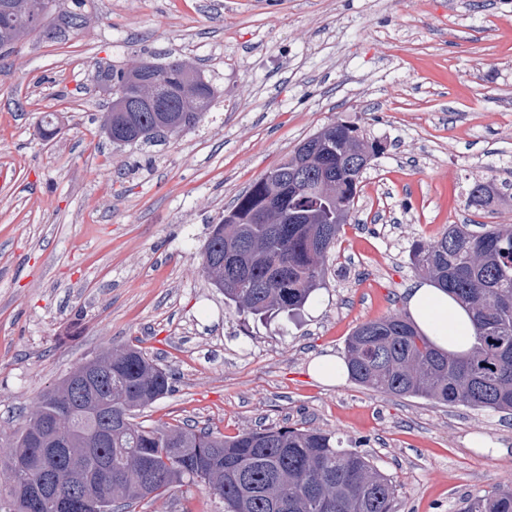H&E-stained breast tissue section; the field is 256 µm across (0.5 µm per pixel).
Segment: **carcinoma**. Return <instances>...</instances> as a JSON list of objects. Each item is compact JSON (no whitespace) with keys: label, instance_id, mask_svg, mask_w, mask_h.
<instances>
[{"label":"carcinoma","instance_id":"obj_1","mask_svg":"<svg viewBox=\"0 0 512 512\" xmlns=\"http://www.w3.org/2000/svg\"><path fill=\"white\" fill-rule=\"evenodd\" d=\"M47 12L38 26L52 37L85 23L86 0H66L48 22L55 0H0V50H10L32 28L31 15ZM173 58L153 73L151 87L166 90L182 131L195 128L211 107L213 86L200 72ZM93 78L107 81L135 104L145 89L144 76L128 65H97ZM161 113L125 112L112 104L106 122L112 134L154 126ZM306 153L294 150L279 165L240 194L233 208L214 225L205 246L202 269L226 303L242 313L288 316L301 310L325 282V262L335 249L342 225L353 220L362 174L345 150L366 147L357 127L339 123L326 141L313 134ZM329 165V213L340 224H293L291 218L314 204L316 163ZM278 179L279 224H257L267 208L266 180ZM467 207L492 212L512 204V182L477 180L467 192ZM236 256L231 276L218 257ZM411 264L448 290L472 312L475 345L465 356L434 347L406 314L394 312L357 326L345 343L348 375L356 383L396 396H416L479 410L512 411V225L450 224L429 242L416 244ZM112 373L94 391L82 392L67 380L47 391L38 409L16 437L8 469L27 467L33 483L77 484L67 512H88L84 497L106 502L108 512H136L160 498L195 487L220 499L223 512H395L396 486L371 462V456L344 448L330 432L268 426L226 437L187 423L148 425L144 409L171 391V376L147 352L133 345L107 351ZM126 423L101 440L107 415ZM0 512H53L35 506L15 475L0 491ZM464 512H512V486L470 498Z\"/></svg>","mask_w":512,"mask_h":512}]
</instances>
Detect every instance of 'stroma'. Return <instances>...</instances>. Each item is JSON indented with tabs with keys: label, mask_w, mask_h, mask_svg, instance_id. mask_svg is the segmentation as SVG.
Here are the masks:
<instances>
[{
	"label": "stroma",
	"mask_w": 512,
	"mask_h": 512,
	"mask_svg": "<svg viewBox=\"0 0 512 512\" xmlns=\"http://www.w3.org/2000/svg\"><path fill=\"white\" fill-rule=\"evenodd\" d=\"M172 57L213 85L210 112L150 145L113 144L93 63ZM336 122L382 150L324 286L290 320L225 306L201 266L213 225ZM489 179L512 181V0H87L81 29L28 35L0 59V485L44 392L127 344L173 374L147 423L335 433L394 481L397 512H462L512 483V414L309 373L361 323L404 311L414 244L451 224L512 225V207L466 208Z\"/></svg>",
	"instance_id": "35a3bbf8"
}]
</instances>
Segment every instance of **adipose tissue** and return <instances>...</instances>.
I'll list each match as a JSON object with an SVG mask.
<instances>
[{
	"mask_svg": "<svg viewBox=\"0 0 512 512\" xmlns=\"http://www.w3.org/2000/svg\"><path fill=\"white\" fill-rule=\"evenodd\" d=\"M406 309L421 333L442 350L460 355L472 348L475 328L471 314L430 281L413 283Z\"/></svg>",
	"mask_w": 512,
	"mask_h": 512,
	"instance_id": "obj_1",
	"label": "adipose tissue"
}]
</instances>
